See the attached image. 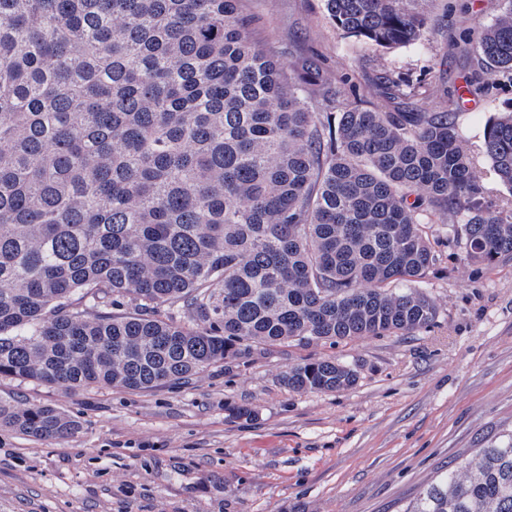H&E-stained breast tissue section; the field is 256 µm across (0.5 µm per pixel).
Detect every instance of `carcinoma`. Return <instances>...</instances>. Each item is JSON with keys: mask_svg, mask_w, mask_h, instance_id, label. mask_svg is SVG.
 I'll return each instance as SVG.
<instances>
[{"mask_svg": "<svg viewBox=\"0 0 512 512\" xmlns=\"http://www.w3.org/2000/svg\"><path fill=\"white\" fill-rule=\"evenodd\" d=\"M243 0H0V376L150 390L257 347L339 344L433 327L422 287L453 240L512 255L459 105L380 112L323 93L320 70L259 45ZM429 0H325L363 44L417 48ZM459 42L468 92L512 73V0ZM340 110L336 114L332 109ZM512 191V111L485 125ZM357 373L305 361L286 386L335 392ZM67 440L80 423L0 398V431ZM404 512H512V438L448 466Z\"/></svg>", "mask_w": 512, "mask_h": 512, "instance_id": "1", "label": "carcinoma"}]
</instances>
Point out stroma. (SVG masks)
<instances>
[{
  "label": "stroma",
  "mask_w": 512,
  "mask_h": 512,
  "mask_svg": "<svg viewBox=\"0 0 512 512\" xmlns=\"http://www.w3.org/2000/svg\"><path fill=\"white\" fill-rule=\"evenodd\" d=\"M243 4L260 20L256 41L291 65L314 58L344 101L396 111L377 85L392 74L435 112L475 66L459 34L492 24L504 0H431L419 50L344 37L324 0ZM472 100L460 123L486 169L484 126L512 110V82ZM424 289L440 310L428 331L274 347L176 386L72 391L0 377V397L82 425L62 442L0 436V512H404L452 461L512 437V256L488 266L439 246ZM325 359L355 368V385H284L289 368Z\"/></svg>",
  "instance_id": "obj_1"
}]
</instances>
